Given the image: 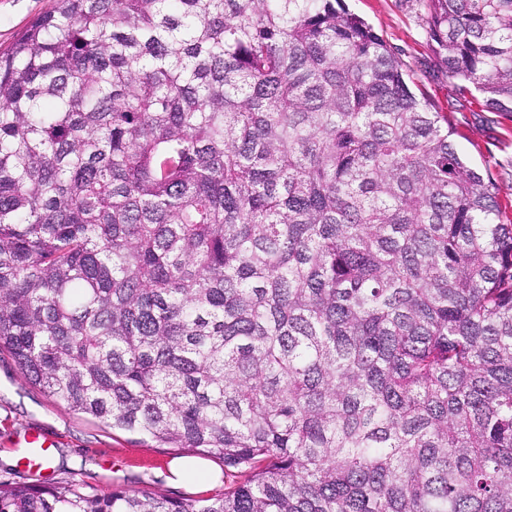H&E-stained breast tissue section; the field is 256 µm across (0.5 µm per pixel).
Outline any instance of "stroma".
I'll return each mask as SVG.
<instances>
[{
    "mask_svg": "<svg viewBox=\"0 0 512 512\" xmlns=\"http://www.w3.org/2000/svg\"><path fill=\"white\" fill-rule=\"evenodd\" d=\"M366 20L402 63L411 87L435 111L447 114L460 155L480 168L507 205L512 222V115L481 107L474 95L460 93L439 65L424 30L421 0H345ZM54 0H0V52ZM53 437V467L21 469V450L37 433ZM173 453L149 438L112 430L94 417L70 411L31 383L8 351H0V479L15 483L75 480L102 492L121 486L173 498L200 499L203 491L167 480Z\"/></svg>",
    "mask_w": 512,
    "mask_h": 512,
    "instance_id": "1",
    "label": "stroma"
}]
</instances>
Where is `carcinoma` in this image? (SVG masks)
Wrapping results in <instances>:
<instances>
[{"instance_id": "carcinoma-1", "label": "carcinoma", "mask_w": 512, "mask_h": 512, "mask_svg": "<svg viewBox=\"0 0 512 512\" xmlns=\"http://www.w3.org/2000/svg\"><path fill=\"white\" fill-rule=\"evenodd\" d=\"M512 113V0H424ZM342 0H56L0 56V349L245 480L0 512H512V224Z\"/></svg>"}]
</instances>
